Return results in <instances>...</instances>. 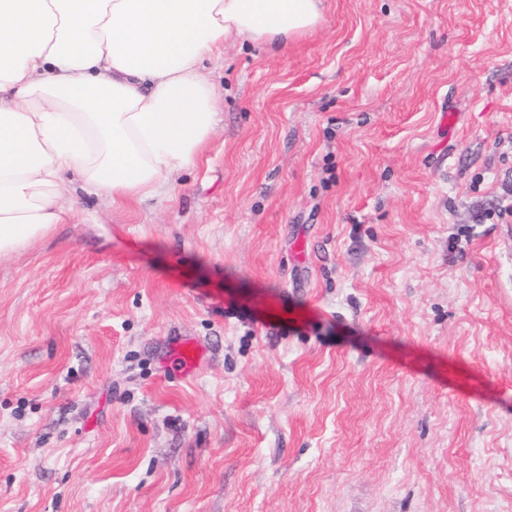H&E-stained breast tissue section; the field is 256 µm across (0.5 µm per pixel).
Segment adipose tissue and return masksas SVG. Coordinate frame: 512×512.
Listing matches in <instances>:
<instances>
[{
    "label": "adipose tissue",
    "instance_id": "1",
    "mask_svg": "<svg viewBox=\"0 0 512 512\" xmlns=\"http://www.w3.org/2000/svg\"><path fill=\"white\" fill-rule=\"evenodd\" d=\"M323 0H0V258L53 233L73 187L159 193L216 127L200 63L231 35L287 44Z\"/></svg>",
    "mask_w": 512,
    "mask_h": 512
}]
</instances>
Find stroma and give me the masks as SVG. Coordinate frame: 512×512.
<instances>
[{"instance_id":"1","label":"stroma","mask_w":512,"mask_h":512,"mask_svg":"<svg viewBox=\"0 0 512 512\" xmlns=\"http://www.w3.org/2000/svg\"><path fill=\"white\" fill-rule=\"evenodd\" d=\"M202 73L193 168L0 260V512H512V0Z\"/></svg>"}]
</instances>
